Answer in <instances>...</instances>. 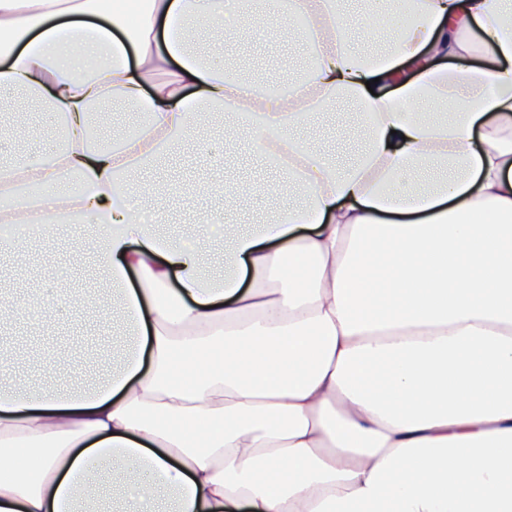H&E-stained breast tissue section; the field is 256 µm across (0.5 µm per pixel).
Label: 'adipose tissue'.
Returning a JSON list of instances; mask_svg holds the SVG:
<instances>
[{"label": "adipose tissue", "mask_w": 512, "mask_h": 512, "mask_svg": "<svg viewBox=\"0 0 512 512\" xmlns=\"http://www.w3.org/2000/svg\"><path fill=\"white\" fill-rule=\"evenodd\" d=\"M380 2L266 0L255 28L299 21L314 57L281 96L189 48L224 0H0V89L59 122L49 165L0 166V222L91 225L134 337L89 390L0 384V512H512V0ZM340 101L366 120L342 167L294 135ZM116 103L147 121L114 148L90 116ZM215 112L298 195L243 232L225 186L218 282L140 180ZM82 306L0 293V322Z\"/></svg>", "instance_id": "obj_1"}]
</instances>
